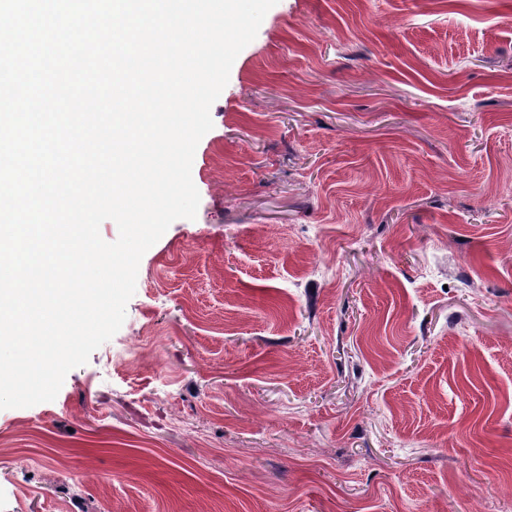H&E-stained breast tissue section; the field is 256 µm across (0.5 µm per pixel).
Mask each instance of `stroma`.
Returning a JSON list of instances; mask_svg holds the SVG:
<instances>
[{"instance_id": "1", "label": "stroma", "mask_w": 512, "mask_h": 512, "mask_svg": "<svg viewBox=\"0 0 512 512\" xmlns=\"http://www.w3.org/2000/svg\"><path fill=\"white\" fill-rule=\"evenodd\" d=\"M210 115L0 512H512V0H278Z\"/></svg>"}]
</instances>
